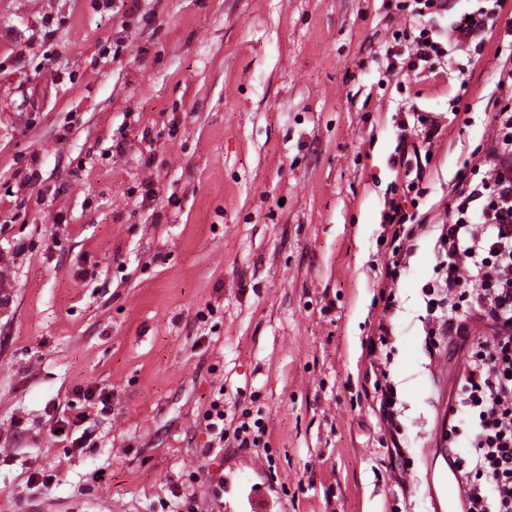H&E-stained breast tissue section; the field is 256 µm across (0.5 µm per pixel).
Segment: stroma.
<instances>
[{"mask_svg": "<svg viewBox=\"0 0 512 512\" xmlns=\"http://www.w3.org/2000/svg\"><path fill=\"white\" fill-rule=\"evenodd\" d=\"M397 3L0 0V512H433L467 352L434 366V241L384 283L381 215L436 223L480 179L512 0H448L439 40L491 18L417 77L379 58L416 29ZM418 113L417 180L392 159ZM391 297L395 435L364 379ZM218 397L261 447L203 455ZM82 411L83 447L53 436Z\"/></svg>", "mask_w": 512, "mask_h": 512, "instance_id": "obj_1", "label": "stroma"}]
</instances>
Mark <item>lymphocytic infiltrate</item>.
Returning <instances> with one entry per match:
<instances>
[{
    "label": "lymphocytic infiltrate",
    "mask_w": 512,
    "mask_h": 512,
    "mask_svg": "<svg viewBox=\"0 0 512 512\" xmlns=\"http://www.w3.org/2000/svg\"><path fill=\"white\" fill-rule=\"evenodd\" d=\"M447 57V45L422 26L410 43L386 48V71L431 74ZM493 121L483 176L456 184L447 222L424 224L395 200L382 215L394 244L388 278L409 265L421 232L433 236L439 276L423 287L429 353L444 345L468 349L448 408L465 411L472 429L468 462L453 464L460 512H512V106L500 107Z\"/></svg>",
    "instance_id": "f902f5d3"
}]
</instances>
